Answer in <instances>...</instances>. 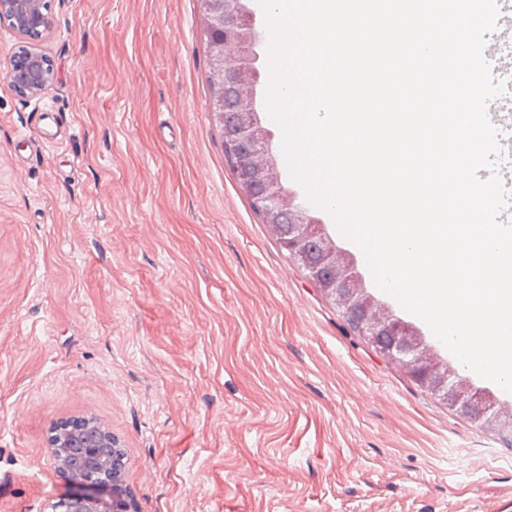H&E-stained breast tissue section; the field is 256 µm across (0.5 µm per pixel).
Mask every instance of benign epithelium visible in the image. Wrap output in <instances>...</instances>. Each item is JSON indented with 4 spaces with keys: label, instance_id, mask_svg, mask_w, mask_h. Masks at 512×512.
Wrapping results in <instances>:
<instances>
[{
    "label": "benign epithelium",
    "instance_id": "7a95c632",
    "mask_svg": "<svg viewBox=\"0 0 512 512\" xmlns=\"http://www.w3.org/2000/svg\"><path fill=\"white\" fill-rule=\"evenodd\" d=\"M13 10L23 23L38 21L49 28L50 15L43 0H0V13ZM202 31L208 39L213 70L224 81L243 86L226 100L221 91L212 96L210 112L219 125L232 116L224 142L246 175L242 192L251 198L289 254L304 266L307 277L338 310L354 317L358 334L379 348L385 359L441 401L448 409L480 427L490 424L501 431L512 430V410L488 403L485 393L456 380L446 364L434 359L426 339L409 330L399 331L397 317L387 305L375 299L364 286L352 256L343 251L280 178L270 140L259 129L255 109L258 72L256 48L262 38L245 0H199ZM54 68L45 59L19 63L9 60L3 79L21 97H38L52 87ZM294 225L281 237V226ZM118 440L95 418L83 417L55 426L50 436L53 467L65 474L73 489L51 503V512H132L126 500L123 470L116 454Z\"/></svg>",
    "mask_w": 512,
    "mask_h": 512
}]
</instances>
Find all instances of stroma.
I'll use <instances>...</instances> for the list:
<instances>
[{
  "mask_svg": "<svg viewBox=\"0 0 512 512\" xmlns=\"http://www.w3.org/2000/svg\"><path fill=\"white\" fill-rule=\"evenodd\" d=\"M50 11L33 42L0 24V64L29 43L55 73L30 99L0 81V512L69 492L49 437L84 416L121 438L137 512H512V448L350 332L253 213L197 0Z\"/></svg>",
  "mask_w": 512,
  "mask_h": 512,
  "instance_id": "1",
  "label": "stroma"
}]
</instances>
